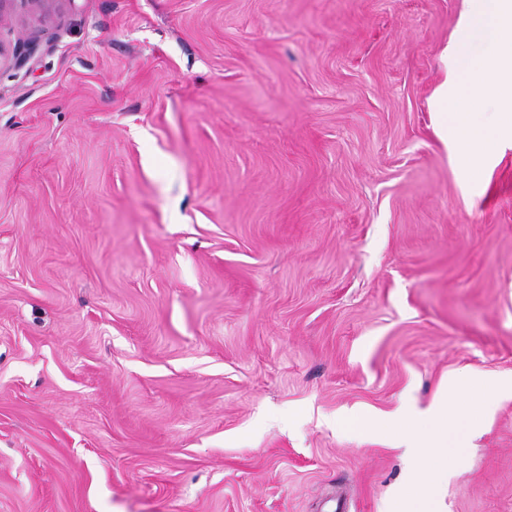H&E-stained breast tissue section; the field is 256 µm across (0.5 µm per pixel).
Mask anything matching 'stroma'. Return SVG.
<instances>
[{"label": "stroma", "instance_id": "stroma-1", "mask_svg": "<svg viewBox=\"0 0 512 512\" xmlns=\"http://www.w3.org/2000/svg\"><path fill=\"white\" fill-rule=\"evenodd\" d=\"M464 9L6 0L0 512H512V148L468 176L428 104ZM448 416H450V406L445 401L439 403L437 410L433 415L423 420L422 424L431 423L432 427H424L425 433L418 441L420 452L427 453L431 448H438L439 443L448 439Z\"/></svg>", "mask_w": 512, "mask_h": 512}]
</instances>
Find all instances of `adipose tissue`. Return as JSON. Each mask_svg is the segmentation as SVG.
I'll list each match as a JSON object with an SVG mask.
<instances>
[{
    "instance_id": "obj_1",
    "label": "adipose tissue",
    "mask_w": 512,
    "mask_h": 512,
    "mask_svg": "<svg viewBox=\"0 0 512 512\" xmlns=\"http://www.w3.org/2000/svg\"><path fill=\"white\" fill-rule=\"evenodd\" d=\"M468 10L460 22L456 41L444 49L445 79L433 94L435 112L441 117L439 135L468 173H477L493 139L512 141V0H467ZM480 40L485 51L469 63L467 47ZM469 67L468 87H461L457 74ZM481 108L485 126L459 136L451 116Z\"/></svg>"
}]
</instances>
